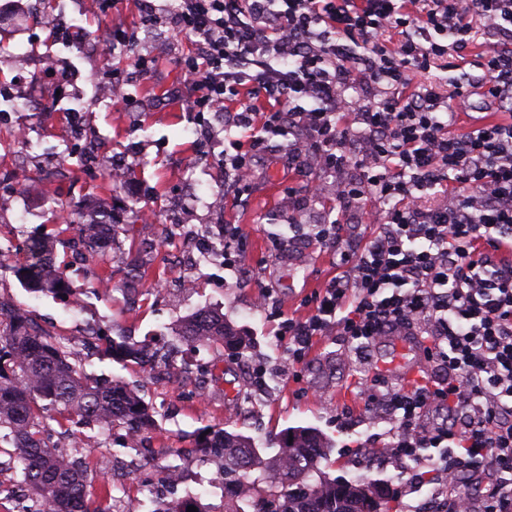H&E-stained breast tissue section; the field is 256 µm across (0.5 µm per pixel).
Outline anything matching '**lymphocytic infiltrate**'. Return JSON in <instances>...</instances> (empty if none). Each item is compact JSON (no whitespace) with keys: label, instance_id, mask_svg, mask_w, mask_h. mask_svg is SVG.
<instances>
[{"label":"lymphocytic infiltrate","instance_id":"lymphocytic-infiltrate-1","mask_svg":"<svg viewBox=\"0 0 512 512\" xmlns=\"http://www.w3.org/2000/svg\"><path fill=\"white\" fill-rule=\"evenodd\" d=\"M194 39L181 59L197 110L241 118L247 142L224 155V179L243 197L253 163L286 124L303 128L293 158L337 183L340 210L385 203L363 244L344 246L339 221L313 235L336 252V277L303 318L277 331L296 368L314 339L336 331L367 350L385 336L434 338L431 379L378 400L399 459L440 449L448 512H470L461 474L496 472L482 512H512V121H484L475 101L512 112V0H179ZM480 79L442 85L432 69L460 68L478 41ZM312 108L300 107V100ZM446 411L436 426L431 410Z\"/></svg>","mask_w":512,"mask_h":512}]
</instances>
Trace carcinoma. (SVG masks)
I'll use <instances>...</instances> for the list:
<instances>
[{"label": "carcinoma", "instance_id": "carcinoma-1", "mask_svg": "<svg viewBox=\"0 0 512 512\" xmlns=\"http://www.w3.org/2000/svg\"><path fill=\"white\" fill-rule=\"evenodd\" d=\"M48 242L32 244L31 263L17 266L39 291H57L62 282L55 268L38 270ZM180 342L194 347L234 352L246 347V339L224 316L200 311L179 325ZM105 352L120 361L143 362L149 358L146 345L112 341ZM72 352L31 321L0 302V455L20 468L22 482L36 494L31 512H109L88 499L89 466L65 459L45 441L49 422L62 425L76 419L102 427H119L133 436L155 426L153 412L138 394L120 380L101 385L84 376L69 362ZM278 451L269 462L261 460L251 437L221 427L200 438L195 450L218 463L224 471V512H245L244 506L261 512L260 502L277 496L283 512H389L388 500L379 491L386 483L331 479L319 472L318 463L327 456L328 444L313 427H288L275 437ZM272 472L249 479L247 472L266 466ZM192 498L167 500L153 512H187Z\"/></svg>", "mask_w": 512, "mask_h": 512}]
</instances>
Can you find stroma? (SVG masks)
Listing matches in <instances>:
<instances>
[{"label":"stroma","instance_id":"stroma-1","mask_svg":"<svg viewBox=\"0 0 512 512\" xmlns=\"http://www.w3.org/2000/svg\"><path fill=\"white\" fill-rule=\"evenodd\" d=\"M69 11H60L57 0H16L14 8L0 13V47L41 50L33 72L24 74L0 59V88L20 93L48 72L59 103L30 100L21 110H0V140L19 127L32 129L30 142L22 149H0V170L20 157H27L32 178L17 186L0 181V246L29 245L48 240L64 287L82 294L86 302L74 309L62 293L31 289L25 281L7 274L0 278V298L23 313L53 337L72 341L81 335L86 318H95L97 336L124 337L150 345L155 354L182 351L186 377L172 382L157 369L121 362L95 351L77 353L84 372L93 379H123L137 388L155 412L156 425L144 436L139 451L125 446L122 429L104 430L95 424L79 425L84 445L77 458L90 461V490L100 493L113 485V470L124 475L123 486L141 489L154 480L159 467L177 465L183 483L169 490L170 496H193L198 502L222 505L224 479L213 463L188 454L197 433L205 427L240 429L254 440L263 458H271L269 440L294 426L315 427L330 443L331 450L319 468L330 477L367 478L387 481L393 495L394 512H424L425 502L445 497L434 473V449L406 463L387 459L383 466L362 465L363 448L388 442L393 423L383 405L365 408L358 395L362 383L372 384L378 395L399 385L380 362L404 356L407 363L419 360L418 350L404 352L402 337L390 336L364 353L344 337H318L312 352L290 376L286 351L276 337V312L306 316L307 297L323 288L336 272L333 250L318 243L310 233L312 224L327 219L322 201L298 196L293 206L283 203L288 187L303 188L311 179L307 170L288 162L295 145L304 139L300 128L274 137L271 152L255 164L256 174L244 202L225 196L224 209L215 214L207 202L224 184V169L205 159L197 138L199 128L212 130L216 141L224 137L247 139L242 129L230 126L223 113H200L190 107L182 91L177 58L192 54L188 36L170 33L151 76L142 77L123 47L110 57L94 49L101 25L114 24L130 32L142 29L137 0H69ZM42 11L59 14L60 23L45 27L32 15ZM127 81L128 93L140 103L130 111L119 102L97 100L99 84L110 74ZM86 102L83 125L86 136L104 141L106 152L96 163H84L79 142L70 138L68 114L63 108L73 93ZM127 160L124 183L102 190L113 160ZM195 195V224L205 231L214 224H235L241 230L243 257L253 275L265 284L269 297L265 308H257L255 290L239 285L238 269L202 264L196 286L184 291L173 281L169 261L178 242L168 230L176 197L184 191ZM151 208L158 221L139 224L141 208ZM92 214L102 223L119 225L112 246L136 256V267L116 268L106 254L88 255L84 265L74 267L70 249L73 233L65 224L72 214ZM112 283L109 295L94 294L95 280ZM137 283L140 307L129 314L125 302L128 283ZM202 308L223 314L250 338L249 349L239 356H218L179 343L175 331L181 320ZM223 364L226 380L212 381V364ZM207 379L205 393H198L194 380ZM234 380L237 395L227 392Z\"/></svg>","mask_w":512,"mask_h":512}]
</instances>
